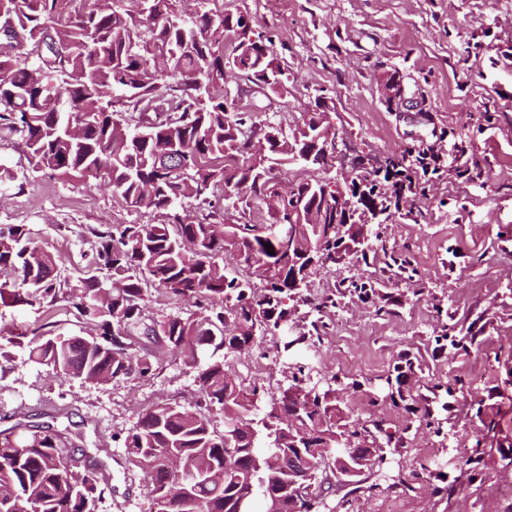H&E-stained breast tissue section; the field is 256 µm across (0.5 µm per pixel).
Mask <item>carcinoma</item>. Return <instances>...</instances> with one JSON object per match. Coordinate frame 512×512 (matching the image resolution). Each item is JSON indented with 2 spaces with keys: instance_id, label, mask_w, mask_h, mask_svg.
<instances>
[{
  "instance_id": "1",
  "label": "carcinoma",
  "mask_w": 512,
  "mask_h": 512,
  "mask_svg": "<svg viewBox=\"0 0 512 512\" xmlns=\"http://www.w3.org/2000/svg\"><path fill=\"white\" fill-rule=\"evenodd\" d=\"M176 3L150 0L141 18L117 11L115 0H0V138L20 137L34 172L83 184L99 180L128 207L162 217L157 224L88 228L89 270L74 283L57 277L60 257L26 225H0V303L44 308L28 359L59 376L92 384L148 378L158 362L151 344L195 365L193 405L171 401L145 409L122 437L126 459L144 474L157 512H237L245 496L248 512H268L270 493H298L288 471L256 466L258 459L294 452L268 426L276 411L292 416V426L280 430L308 436L305 466L317 473L337 463L339 449L330 447L336 434L367 426L349 420L330 383L296 379L268 397L262 385L227 378V358L278 331L296 295L283 274L288 247L265 173L272 160L295 159L288 141L302 128L268 126L267 153L255 158L254 123L230 111L224 81L230 69L262 82L260 73L272 62L263 36L248 15L204 12L187 19ZM214 27L230 37L231 54L211 38ZM118 98L138 113L132 129L114 118ZM218 184L233 206L263 201L275 223L220 222L224 207L207 200ZM191 198L209 208L197 222L179 214ZM299 233L321 265L330 262L336 225L302 224ZM228 252L269 264L261 289L227 276ZM101 270L107 279L97 276ZM151 287L193 302L195 311L148 316ZM61 301L94 333L54 337L51 318ZM300 399L303 407H293ZM234 409L249 412L258 436L238 433V459L226 471L224 432ZM68 444L67 433L50 423L1 438L0 512H92L106 479L79 465ZM372 444L353 449L371 456L369 471L384 463L381 445ZM193 470L198 479L186 496L176 476ZM298 503L299 512L328 510L321 496L304 493Z\"/></svg>"
}]
</instances>
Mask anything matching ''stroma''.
<instances>
[{"label":"stroma","instance_id":"1","mask_svg":"<svg viewBox=\"0 0 512 512\" xmlns=\"http://www.w3.org/2000/svg\"><path fill=\"white\" fill-rule=\"evenodd\" d=\"M185 16H251L288 74L272 92L227 74L236 111L257 127L303 124L324 104L340 152L323 168L274 165L287 187L309 178L373 176L388 160L409 165L435 147L448 155L442 175L414 174L415 194L387 221L362 219L374 257L327 264L308 299L332 297L317 350L284 351L283 333L229 358L239 381L287 386L297 368L313 377L358 381L343 395L350 419L391 435L386 462L363 487H337L334 512H512V0H179ZM399 75L413 107L386 103L382 87ZM0 164L24 177L22 192L0 191V224H25L61 257V278L83 276L86 226L157 222L131 210L98 181L74 185L27 173L19 139L0 140ZM467 349L451 337L469 324ZM0 363V433L20 424L68 430L72 451L98 454L111 480L97 512H155L144 475L126 460L120 436L144 408L191 405L196 371L160 354L153 378L108 385L53 374L13 347ZM419 370L402 381L412 415L386 397L401 357ZM498 428L486 432L484 423ZM486 442L475 446L474 435ZM451 495H443V488Z\"/></svg>","mask_w":512,"mask_h":512}]
</instances>
